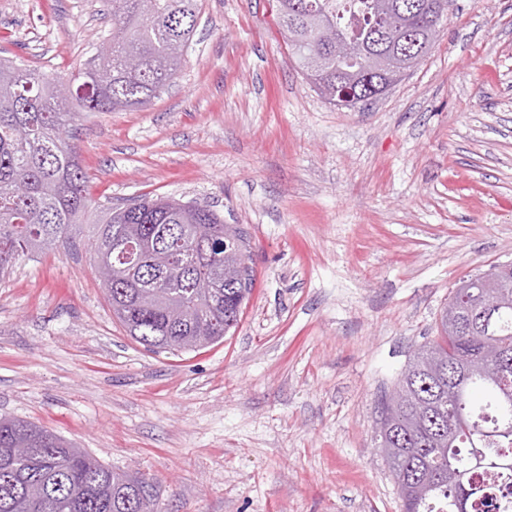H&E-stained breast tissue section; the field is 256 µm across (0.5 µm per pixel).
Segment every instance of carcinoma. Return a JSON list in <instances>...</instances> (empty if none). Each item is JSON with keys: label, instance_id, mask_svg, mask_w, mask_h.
Returning a JSON list of instances; mask_svg holds the SVG:
<instances>
[{"label": "carcinoma", "instance_id": "1", "mask_svg": "<svg viewBox=\"0 0 512 512\" xmlns=\"http://www.w3.org/2000/svg\"><path fill=\"white\" fill-rule=\"evenodd\" d=\"M276 2L285 45L333 105L349 88L366 103L402 80L436 43L425 17L439 27L448 11V0H391L417 42L383 49L381 0ZM197 18L198 0H112V36L66 97L59 80L0 58V275L82 242L110 261L99 282L113 314L152 353L199 349L236 327L252 290L247 233L195 201L93 204L68 133L84 112L151 106L181 70ZM147 243L168 253L167 267L150 262ZM200 279L210 282L203 293ZM395 392L380 402L378 447L402 512H512V262L456 284L437 336L414 351ZM0 448L41 449L35 460L0 462V512H138L140 496H155L150 480L24 420L0 418Z\"/></svg>", "mask_w": 512, "mask_h": 512}]
</instances>
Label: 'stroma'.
I'll list each match as a JSON object with an SVG mask.
<instances>
[{
    "mask_svg": "<svg viewBox=\"0 0 512 512\" xmlns=\"http://www.w3.org/2000/svg\"><path fill=\"white\" fill-rule=\"evenodd\" d=\"M174 83L93 112L95 203L208 205L254 283L221 341L126 335L76 245L0 278V416L153 481L157 512H401L378 402L459 279L512 261V0H450L432 52L376 101L324 100L272 0H199ZM112 31L107 0H0V56L61 79Z\"/></svg>",
    "mask_w": 512,
    "mask_h": 512,
    "instance_id": "stroma-1",
    "label": "stroma"
}]
</instances>
